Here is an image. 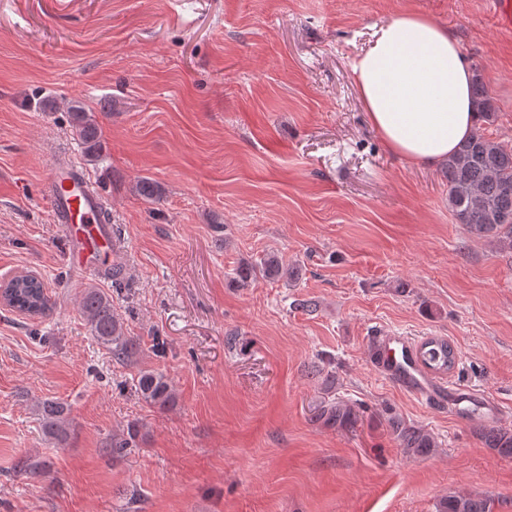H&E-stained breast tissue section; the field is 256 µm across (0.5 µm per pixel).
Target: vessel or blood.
I'll list each match as a JSON object with an SVG mask.
<instances>
[{"label": "vessel or blood", "instance_id": "vessel-or-blood-1", "mask_svg": "<svg viewBox=\"0 0 512 512\" xmlns=\"http://www.w3.org/2000/svg\"><path fill=\"white\" fill-rule=\"evenodd\" d=\"M45 192L53 219L61 225L67 242L68 262L85 274H98L116 243L111 227L99 222L103 198L90 176L69 157L55 156ZM372 359L379 373L422 402L448 408L457 416L472 414L494 420L502 412L501 405L486 394L438 381L419 361L412 337H377Z\"/></svg>", "mask_w": 512, "mask_h": 512}]
</instances>
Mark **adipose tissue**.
<instances>
[{
  "label": "adipose tissue",
  "mask_w": 512,
  "mask_h": 512,
  "mask_svg": "<svg viewBox=\"0 0 512 512\" xmlns=\"http://www.w3.org/2000/svg\"><path fill=\"white\" fill-rule=\"evenodd\" d=\"M352 70L373 127L405 160L438 165L480 123L459 41L425 15L407 13L380 25Z\"/></svg>",
  "instance_id": "obj_1"
}]
</instances>
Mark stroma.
Listing matches in <instances>:
<instances>
[{"mask_svg": "<svg viewBox=\"0 0 512 512\" xmlns=\"http://www.w3.org/2000/svg\"><path fill=\"white\" fill-rule=\"evenodd\" d=\"M406 12L455 33L498 107L482 133L512 145V28L492 0H0V281L36 274L51 303L0 306V512H436L451 492L512 512L485 421L370 359L378 334L445 337L447 381L497 399L512 429V250L456 223L440 167L390 153L357 97L354 60ZM76 102L102 129L93 165ZM58 154L110 201L122 288L65 260L42 192ZM270 252L298 278L236 283ZM89 286L137 340L128 361L91 336ZM145 372L171 405L137 393ZM45 400L70 406L67 435L43 433ZM335 401L354 427L318 419ZM392 417L434 451L406 453ZM138 389L142 399L147 403L165 407L173 401L171 387L161 374L143 373L138 380Z\"/></svg>", "mask_w": 512, "mask_h": 512, "instance_id": "obj_1", "label": "stroma"}]
</instances>
